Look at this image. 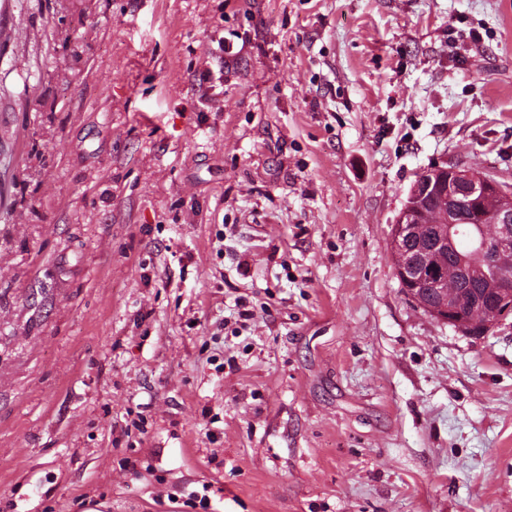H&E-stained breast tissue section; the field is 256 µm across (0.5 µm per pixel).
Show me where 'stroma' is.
Masks as SVG:
<instances>
[{
    "instance_id": "obj_1",
    "label": "stroma",
    "mask_w": 512,
    "mask_h": 512,
    "mask_svg": "<svg viewBox=\"0 0 512 512\" xmlns=\"http://www.w3.org/2000/svg\"><path fill=\"white\" fill-rule=\"evenodd\" d=\"M436 165L512 190V0H0V512H512Z\"/></svg>"
}]
</instances>
